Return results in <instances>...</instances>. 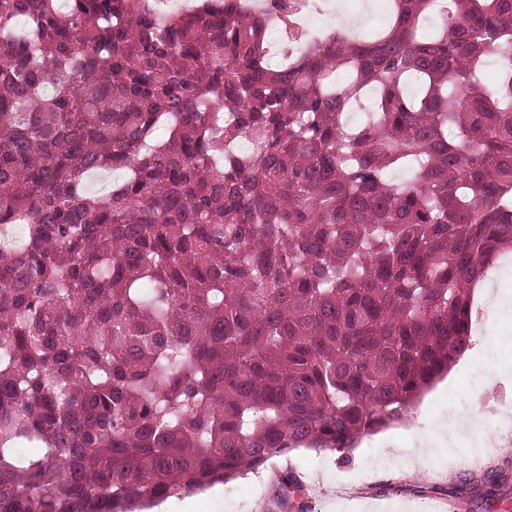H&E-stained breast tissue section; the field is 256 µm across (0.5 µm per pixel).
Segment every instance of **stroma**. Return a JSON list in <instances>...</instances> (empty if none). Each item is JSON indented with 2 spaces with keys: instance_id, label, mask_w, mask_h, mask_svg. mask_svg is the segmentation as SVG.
Wrapping results in <instances>:
<instances>
[{
  "instance_id": "1",
  "label": "stroma",
  "mask_w": 512,
  "mask_h": 512,
  "mask_svg": "<svg viewBox=\"0 0 512 512\" xmlns=\"http://www.w3.org/2000/svg\"><path fill=\"white\" fill-rule=\"evenodd\" d=\"M491 304L472 347L430 388L411 422L363 437L349 453L298 449L227 484L177 501L175 512H512V445L493 437L496 397L512 392V262L475 290ZM480 391L485 430L449 435L451 408ZM290 466L304 485L286 496L276 474Z\"/></svg>"
}]
</instances>
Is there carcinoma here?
<instances>
[{
  "label": "carcinoma",
  "mask_w": 512,
  "mask_h": 512,
  "mask_svg": "<svg viewBox=\"0 0 512 512\" xmlns=\"http://www.w3.org/2000/svg\"><path fill=\"white\" fill-rule=\"evenodd\" d=\"M391 2L273 64L290 0H0V512L349 451L470 349L512 253V0Z\"/></svg>",
  "instance_id": "carcinoma-1"
}]
</instances>
